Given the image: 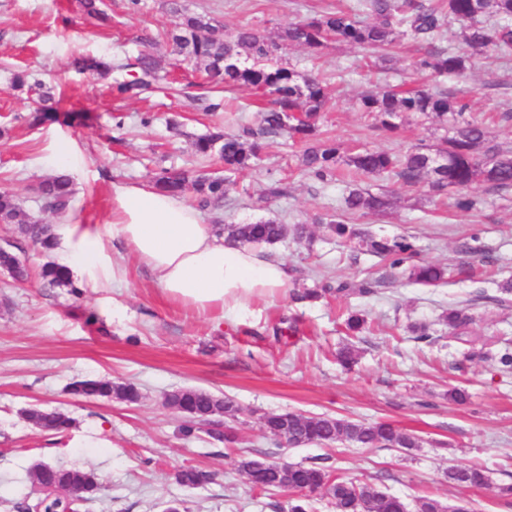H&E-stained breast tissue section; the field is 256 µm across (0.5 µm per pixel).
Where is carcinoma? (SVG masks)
<instances>
[{"mask_svg": "<svg viewBox=\"0 0 512 512\" xmlns=\"http://www.w3.org/2000/svg\"><path fill=\"white\" fill-rule=\"evenodd\" d=\"M84 13L99 26H107L110 16L98 0H82ZM168 11L175 17L172 29L165 33L173 54L192 63L194 68L224 88L246 87L253 91L258 104L257 126L241 123L237 131L226 132L215 126L195 138V154L201 157L218 155L224 163V175H203L193 170L162 168L152 180V186L164 193L178 196L192 187L196 204L201 210H218L224 205L226 188L232 176L253 169L265 148V139L285 136L307 144L301 156L304 173L321 183L336 178L339 147L327 140L316 139L320 113L327 107L330 96L326 80L318 74H302L283 62L289 48L298 46L318 54L330 42L367 46L386 50L403 37L433 39L451 23L459 24L464 47L458 50L436 51L418 60L416 68L429 70L438 76L464 75L470 68V54L491 51L501 55L512 53V0H358L350 10L326 11L301 17L284 27L279 40L269 39L264 31L239 28L231 33L215 22L207 13L192 12L181 0H167ZM373 17L364 22L360 16ZM83 71L107 79L118 78L111 84L112 93L121 100H139L153 91L159 80V64L148 51L135 58H81L76 61ZM53 95H40L39 107L33 122L39 123L56 113L51 105ZM359 110L374 115L375 128L396 131V119L403 112L434 116L446 123L448 136L433 151L411 149L403 154L383 150L361 149L350 154L345 163L360 175L386 177L392 174L404 182L415 184L427 177L437 191L457 193L456 205L461 210L479 207L480 200L465 190L476 182H483L495 190L512 189V149L507 150L494 140L491 132L468 112V106L448 93L428 89L387 91L367 94L359 99ZM39 199L44 209L55 214L68 212L75 194L74 183L66 174H55L38 186ZM346 211L362 215L375 213L389 205L383 195H375L359 188L349 190L344 199ZM317 223L338 238L356 242L358 249L380 256L393 269L401 268L415 254L414 246L403 237H367L340 218L325 213ZM0 224H13L18 237L31 242L43 252L54 250L56 237L53 228L26 214L13 195L0 193ZM306 225L284 224L276 219H261L250 224H229L224 227L228 240L237 243H265L274 245L288 236L302 238ZM22 248L12 243L0 247V268L24 282L29 270L21 260ZM445 275L443 268L431 263L413 264L408 278L422 284H435ZM41 277L53 287L72 285L70 270L56 262L43 265ZM371 295L372 283L358 284L340 281L336 287L321 290L307 289L296 295L298 300H314L323 294ZM454 335L465 333L471 317L465 309H451L442 316ZM71 393L85 398L115 397L126 402L139 399L138 390L130 384H115L109 380L87 379L73 383ZM171 409L182 407L188 414L210 417L221 412L233 420L237 406L229 399L206 391L185 389L174 391L166 398ZM27 420L36 427L62 431L69 428L72 419L60 411L29 409ZM265 431L281 440L283 433L298 447L328 445L346 441L360 448H415V435L403 432L390 423H358L330 415H302L292 412L268 413L263 417ZM237 469L244 473L253 488L259 491H280L283 480L274 468L266 471L252 469L253 459L242 451L235 458ZM33 480L41 489V497L27 502L28 512L48 509L61 500L55 490L78 484L90 492L99 488L97 475L92 470H74L37 465ZM182 486L197 488L212 481V474L196 468H184L175 474ZM461 481L469 487L488 484L485 471L478 467L463 469ZM288 485L318 488L330 485L337 494L336 512H403V500L378 490L367 481L343 479L321 461L292 463L288 466Z\"/></svg>", "mask_w": 512, "mask_h": 512, "instance_id": "cac0c4a2", "label": "carcinoma"}]
</instances>
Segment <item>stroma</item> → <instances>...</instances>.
I'll return each instance as SVG.
<instances>
[{"instance_id": "35a3bbf8", "label": "stroma", "mask_w": 512, "mask_h": 512, "mask_svg": "<svg viewBox=\"0 0 512 512\" xmlns=\"http://www.w3.org/2000/svg\"><path fill=\"white\" fill-rule=\"evenodd\" d=\"M182 2L210 13L225 29L254 25L274 37L292 19L355 0ZM125 4L103 0L113 21L97 27L86 19L80 0H0V191L12 193L24 212L43 223L100 227L112 221L113 183L149 184L160 167L204 174L224 168L218 159L194 153L193 140L212 118L198 110L192 94L173 98L159 90L124 102L112 96L109 80L75 68L81 57L137 56L141 37L151 36L163 74L194 82L189 66L172 69L170 47L159 38L174 21L163 0H141L135 12ZM460 44L451 26L432 44L404 39L386 63L374 49L342 43L314 57L292 48L285 61L298 71L315 68L330 77L337 97L319 132L343 150L403 152L440 144L447 127L430 116L404 113L397 131L372 129L359 98L395 85L445 89L468 100L474 113L492 118L497 142L511 149L512 120L502 114L512 109V55L474 56L462 78H438L414 66L431 49ZM17 71L34 73L60 90V113H86L89 121L33 124L29 93L11 87ZM173 117L180 131L170 129ZM65 149L81 165L70 173L76 189L72 206L57 215L41 209L36 187L56 174ZM301 153L287 138L269 139L257 168L235 178L223 208L203 213L204 223L275 218L307 225L306 237L276 246L290 268L289 290L369 280L374 295L305 302L288 295L252 301L227 318L217 311L203 315L168 299L146 267L109 236L105 251L125 270L117 288H93L78 275L70 290L43 283L37 271L47 257L28 242L22 252L28 281L14 282L0 270V512H18L25 499L38 496L31 470L42 462L97 473L102 487L79 512H160L173 499L184 512H288L287 495L252 490L226 459L224 443L206 428L189 438L182 434L185 418L168 409L165 399L187 388L235 402L236 446L253 455L292 463L327 459L343 478L369 481L401 497L411 510L419 497L431 495L466 512H512V499L494 492L512 482V371L468 356L480 348L512 350V295L498 288L512 278V190L473 184L471 192L482 204L465 212L425 180L408 185L359 176L315 182L300 168ZM273 179L285 183V196L264 197ZM355 185L388 195L391 206L377 214H344L343 198ZM326 212L377 236L407 237L418 260L447 268L448 276L436 285L408 281L402 270L330 237L313 221ZM462 307L477 334L457 342L441 317ZM352 312L366 319L361 332L345 326ZM284 319L295 330L280 340L273 328ZM421 322L430 327L429 340H418L410 330ZM346 346L357 353L348 371L337 361ZM87 378L134 384L140 398L126 403L72 395L71 384ZM453 388L465 390L467 401L449 400ZM31 408L63 411L73 424L62 433L38 429L24 416ZM271 412L385 421L418 436L419 445L280 447L264 432L263 418ZM470 465L486 470L488 486L468 488L454 480L456 470ZM189 466L212 472L213 481L197 489L181 486L174 474Z\"/></svg>"}]
</instances>
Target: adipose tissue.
I'll return each mask as SVG.
<instances>
[{
  "label": "adipose tissue",
  "instance_id": "obj_1",
  "mask_svg": "<svg viewBox=\"0 0 512 512\" xmlns=\"http://www.w3.org/2000/svg\"><path fill=\"white\" fill-rule=\"evenodd\" d=\"M111 229L169 299L199 311L233 316L255 299L287 292L284 259L263 244L229 243L183 198L144 185H113ZM55 233L69 269L94 282L109 277L101 231L78 234L60 224Z\"/></svg>",
  "mask_w": 512,
  "mask_h": 512
}]
</instances>
